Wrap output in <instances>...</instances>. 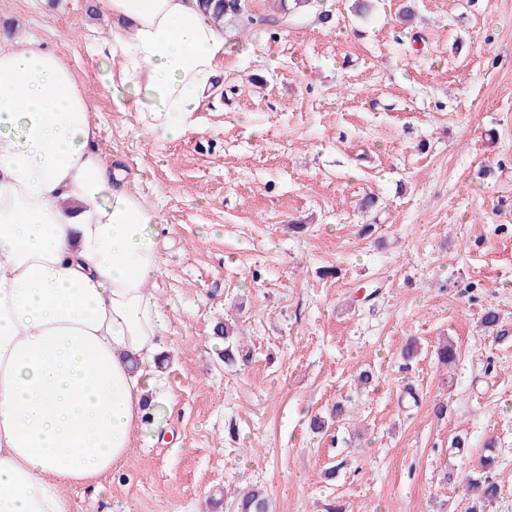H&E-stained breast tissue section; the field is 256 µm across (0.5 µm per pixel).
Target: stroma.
Wrapping results in <instances>:
<instances>
[{
    "instance_id": "obj_1",
    "label": "stroma",
    "mask_w": 512,
    "mask_h": 512,
    "mask_svg": "<svg viewBox=\"0 0 512 512\" xmlns=\"http://www.w3.org/2000/svg\"><path fill=\"white\" fill-rule=\"evenodd\" d=\"M403 2L247 0L171 140L114 105L94 0H0V38L61 55L161 224L163 430L73 512H236L256 486L269 512H465L490 440L512 512V337L480 323L512 329V0H416L409 25Z\"/></svg>"
}]
</instances>
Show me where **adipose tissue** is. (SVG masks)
I'll return each instance as SVG.
<instances>
[{"label":"adipose tissue","instance_id":"ef3b65f1","mask_svg":"<svg viewBox=\"0 0 512 512\" xmlns=\"http://www.w3.org/2000/svg\"><path fill=\"white\" fill-rule=\"evenodd\" d=\"M118 107L168 138L204 105L224 29L198 0H96ZM159 212L97 143L55 51L0 45V512H72L144 428L163 328ZM140 370H133L132 360Z\"/></svg>","mask_w":512,"mask_h":512}]
</instances>
